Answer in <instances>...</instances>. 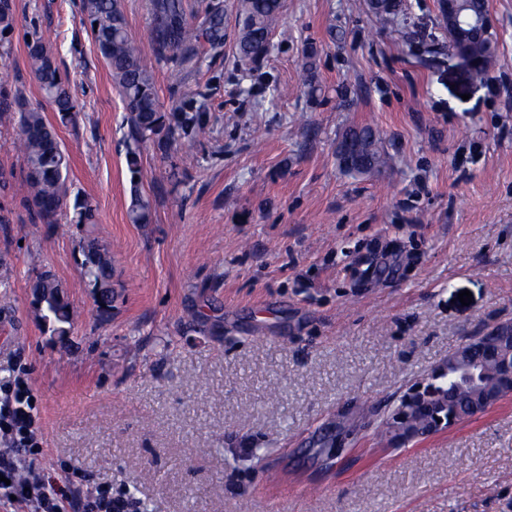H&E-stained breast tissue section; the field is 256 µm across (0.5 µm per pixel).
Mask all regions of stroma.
I'll list each match as a JSON object with an SVG mask.
<instances>
[{
    "instance_id": "obj_1",
    "label": "stroma",
    "mask_w": 512,
    "mask_h": 512,
    "mask_svg": "<svg viewBox=\"0 0 512 512\" xmlns=\"http://www.w3.org/2000/svg\"><path fill=\"white\" fill-rule=\"evenodd\" d=\"M488 6L497 60L476 80L438 0H404L388 30L365 0H284L249 71L224 0L223 54L152 64L165 107L208 93V133L144 149L151 220L132 224L125 111L80 0H14L0 87L41 101L22 39L38 25L82 107L58 129L71 190L96 207L41 223L11 190L19 129L0 124V379L28 370L39 470L129 488L146 512H512V396L401 448L379 435L449 352L512 321V0ZM357 125L391 163L354 177L336 149ZM90 234L112 251L102 316L79 267ZM392 245L389 271L353 275ZM36 250L77 311L65 348L32 305Z\"/></svg>"
}]
</instances>
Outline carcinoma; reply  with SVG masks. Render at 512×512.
I'll return each mask as SVG.
<instances>
[{"label":"carcinoma","mask_w":512,"mask_h":512,"mask_svg":"<svg viewBox=\"0 0 512 512\" xmlns=\"http://www.w3.org/2000/svg\"><path fill=\"white\" fill-rule=\"evenodd\" d=\"M392 2L394 8L380 9L368 0L376 22L390 27L400 13L402 0ZM282 0H237L238 62L253 66L267 58V46L282 15ZM83 21L91 29L92 38L110 70L113 84L125 105L129 144L126 161L134 177L131 181L128 219L132 224H147L151 216V200L136 177L140 173L142 146L148 142L167 152L176 140L195 141L206 133L207 94L185 95L168 111L164 110L155 89L152 68L140 46L131 39L121 0H81ZM151 24L154 34L153 53L160 60L172 52L181 63L195 68L224 51V4L214 0L200 25L192 27L186 20L185 0H150ZM15 31L12 0H0V51L8 52ZM27 59L43 97L49 100L65 123L79 111L78 102L70 94L58 67L48 54L42 37L32 31L26 40ZM466 50L483 60L484 66L494 62L489 39L472 40ZM14 123L21 138L18 150L23 158L25 176L18 187L23 201L44 224L56 223L63 206L71 205V223L78 226L96 223L95 208L83 195L70 191V158L62 149L56 127L39 103H32L22 94L0 100V123ZM360 134L361 150L375 171L389 164L390 156L382 146L379 132L370 127L350 128L342 138ZM81 270L93 288L94 304L102 314L112 309V255L95 237H88L81 247ZM34 288L33 305L40 320L58 338L61 346L70 342L74 312L63 284L48 271L39 273L30 284ZM474 356L488 360L494 347L489 332L470 339ZM443 375L432 374L433 382L417 387L404 395L386 421L384 433L396 426L406 441L425 437L443 428H450L467 419L473 403L466 390L450 395ZM485 383L505 398L512 394V370L489 363Z\"/></svg>","instance_id":"1"}]
</instances>
